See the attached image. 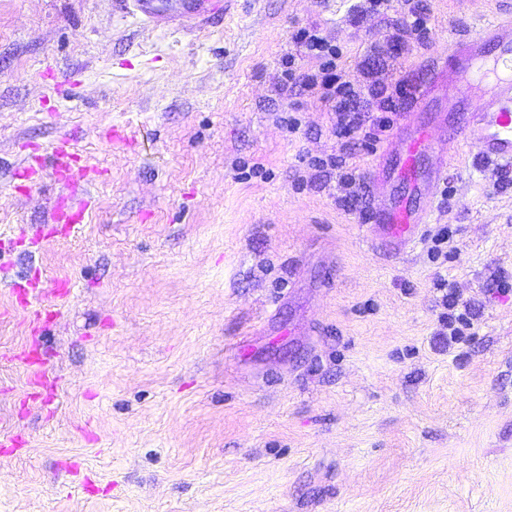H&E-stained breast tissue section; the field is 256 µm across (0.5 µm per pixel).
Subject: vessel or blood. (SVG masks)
<instances>
[{
  "label": "vessel or blood",
  "mask_w": 512,
  "mask_h": 512,
  "mask_svg": "<svg viewBox=\"0 0 512 512\" xmlns=\"http://www.w3.org/2000/svg\"><path fill=\"white\" fill-rule=\"evenodd\" d=\"M134 4L145 23L175 30L186 17L210 28L222 25L233 0H134ZM434 73L447 78L455 91L451 112L433 127L417 126L409 134H397L386 150L388 162L379 165L372 181L378 194L392 182L406 186L368 218L372 241L388 252H407L423 237L449 169L447 156L430 168L417 167L416 161L433 154L438 140H446L449 154L467 147L474 149L479 161L512 165V21L486 23L476 36L453 44ZM488 80L493 83L490 93L473 98L470 86ZM45 153L57 183L87 184L96 173L80 161L70 138L53 141ZM83 219L82 209L65 203L55 207L53 222L61 235H69Z\"/></svg>",
  "instance_id": "b4317fda"
}]
</instances>
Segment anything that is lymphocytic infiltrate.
Listing matches in <instances>:
<instances>
[{
  "instance_id": "f902f5d3",
  "label": "lymphocytic infiltrate",
  "mask_w": 512,
  "mask_h": 512,
  "mask_svg": "<svg viewBox=\"0 0 512 512\" xmlns=\"http://www.w3.org/2000/svg\"><path fill=\"white\" fill-rule=\"evenodd\" d=\"M295 40L305 56L316 60L317 68L311 73H298L295 56H288L283 62L285 81L300 85L304 95L325 105L336 137L379 142L390 126L389 112L395 111L398 101L406 95L404 83L389 85L380 81L387 58L366 55L361 61L364 81L355 84L345 77L339 50L318 27L301 29ZM371 101L377 105V114L364 110L365 103Z\"/></svg>"
}]
</instances>
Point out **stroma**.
I'll return each instance as SVG.
<instances>
[{
	"label": "stroma",
	"instance_id": "35a3bbf8",
	"mask_svg": "<svg viewBox=\"0 0 512 512\" xmlns=\"http://www.w3.org/2000/svg\"><path fill=\"white\" fill-rule=\"evenodd\" d=\"M419 3L429 33L387 77L433 90L399 102L392 136L448 110L430 67L498 0H236L207 32L124 0H0V512H512V167L461 153L422 240L391 256L365 230L378 150H345L312 103L284 122L282 60L311 66L293 34L319 27L359 83ZM61 136L93 185L16 178ZM330 155L356 205L308 164ZM84 198L56 235L52 207ZM441 277L477 313L449 351ZM35 328L43 390L21 361Z\"/></svg>",
	"mask_w": 512,
	"mask_h": 512
}]
</instances>
